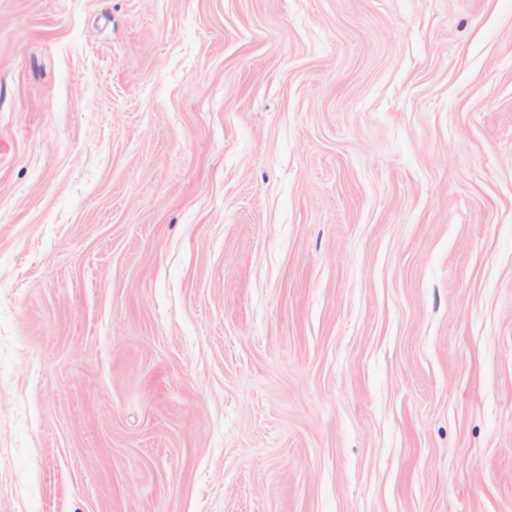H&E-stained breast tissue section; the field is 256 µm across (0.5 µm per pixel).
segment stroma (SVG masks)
Wrapping results in <instances>:
<instances>
[{
  "instance_id": "1",
  "label": "stroma",
  "mask_w": 512,
  "mask_h": 512,
  "mask_svg": "<svg viewBox=\"0 0 512 512\" xmlns=\"http://www.w3.org/2000/svg\"><path fill=\"white\" fill-rule=\"evenodd\" d=\"M0 512H512V0H0Z\"/></svg>"
}]
</instances>
